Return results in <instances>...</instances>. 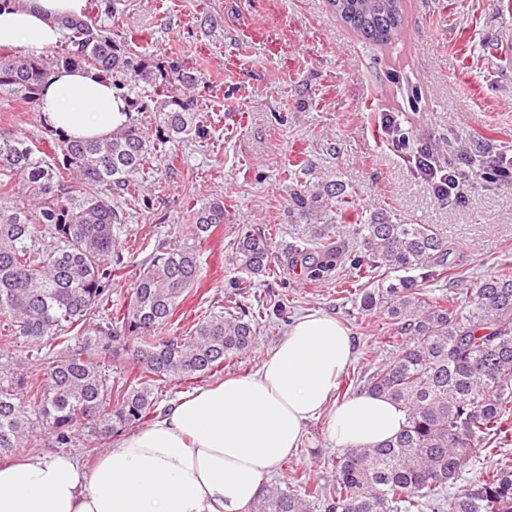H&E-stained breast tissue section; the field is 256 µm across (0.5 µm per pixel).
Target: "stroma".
Returning a JSON list of instances; mask_svg holds the SVG:
<instances>
[{"label": "stroma", "mask_w": 512, "mask_h": 512, "mask_svg": "<svg viewBox=\"0 0 512 512\" xmlns=\"http://www.w3.org/2000/svg\"><path fill=\"white\" fill-rule=\"evenodd\" d=\"M400 39L364 43L329 0H87L99 24L130 38L133 49L176 58L197 77L198 119L206 133L156 142L160 161L144 177L152 209L130 207L123 238L127 267L113 302L129 292L136 266L162 242L187 241V211L224 203V222L198 244L201 281L182 298L168 333L182 335L206 312L227 307L233 272L226 259L244 225L273 230L271 269L253 278L239 303L259 330L252 353L225 362L227 375L254 371L290 325L311 311L336 317L354 341L340 394L361 390L373 364L392 358L389 319L364 316L357 289L370 281L340 264L310 280L299 257L328 239L349 252L362 243L356 224L383 218L433 226L466 274L432 281L430 297L461 293L512 264V180L461 181L456 198H437L416 176L412 154L435 149L461 165L477 146L512 157V0H404ZM0 134L48 149L42 113L0 98ZM176 154L175 163L166 155ZM327 193L310 215L293 210L296 189ZM342 447L326 419L309 422L300 449L267 478L298 470L336 481Z\"/></svg>", "instance_id": "1"}]
</instances>
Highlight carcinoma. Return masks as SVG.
<instances>
[{"label":"carcinoma","mask_w":512,"mask_h":512,"mask_svg":"<svg viewBox=\"0 0 512 512\" xmlns=\"http://www.w3.org/2000/svg\"><path fill=\"white\" fill-rule=\"evenodd\" d=\"M361 38L387 45L403 29V0H330ZM64 43L51 54H0V96L40 105L45 79L59 68L95 69L131 110L154 113L168 142L201 133L195 78L177 59L133 50L85 13L58 20ZM54 157L18 135H0V339L36 353L40 376H0V457L38 448L44 430L67 448L86 430L99 443L139 427L156 413L161 385L212 376L245 355L258 335L249 309L211 311L181 336L165 335L179 305L201 277L196 249L159 243L140 263L122 304L112 284L124 275L123 204L142 195L145 169L157 160L143 127L127 121L103 140L54 131ZM472 173L495 177L485 150L469 154ZM224 223V203L189 214L190 240L208 239ZM353 231L365 251L350 256L364 277L372 268L400 276L360 290L359 310L395 325L396 354L364 380L407 415L403 429L373 446L347 448L327 487L283 472L284 487L266 488L252 512H412L457 482L474 449L512 441V267L505 265L458 298L431 300L422 284L462 273L448 242L428 224L375 220ZM307 267L321 279L333 269L331 243ZM272 235L245 226L227 263L240 273L228 287L241 293L250 276L270 269ZM419 275H414V272ZM79 328L72 336L70 330ZM133 348L138 369L112 379L117 350ZM443 512H512V467L490 464Z\"/></svg>","instance_id":"1"}]
</instances>
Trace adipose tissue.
<instances>
[{"mask_svg":"<svg viewBox=\"0 0 512 512\" xmlns=\"http://www.w3.org/2000/svg\"><path fill=\"white\" fill-rule=\"evenodd\" d=\"M86 0H0V47L57 45L58 17ZM126 103L92 70L58 69L40 110L70 137L101 139L124 123ZM353 343L336 318H298L257 370L202 386L131 432L85 471L72 454L0 462V512H247L269 472L300 446L307 422L327 417L341 447L375 445L406 416L390 399L337 400Z\"/></svg>","mask_w":512,"mask_h":512,"instance_id":"obj_1","label":"adipose tissue"}]
</instances>
